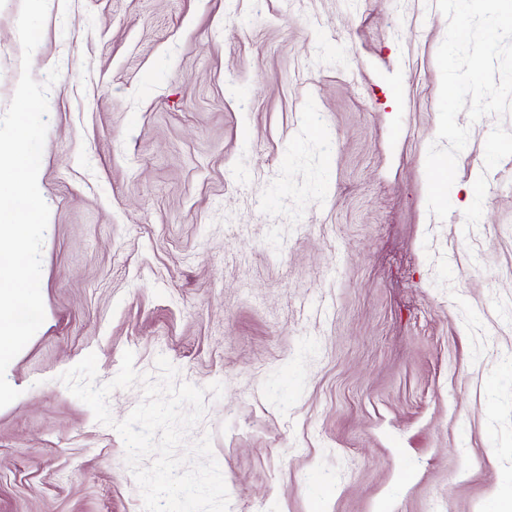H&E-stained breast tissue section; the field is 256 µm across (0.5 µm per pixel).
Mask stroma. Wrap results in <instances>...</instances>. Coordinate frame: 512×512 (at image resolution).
<instances>
[{"mask_svg": "<svg viewBox=\"0 0 512 512\" xmlns=\"http://www.w3.org/2000/svg\"><path fill=\"white\" fill-rule=\"evenodd\" d=\"M22 0H0V115ZM435 0H51L45 320L11 361L0 512H143L60 376L124 351L205 388L229 512H492L512 482V157L470 121L427 208ZM489 194L466 228V188Z\"/></svg>", "mask_w": 512, "mask_h": 512, "instance_id": "35a3bbf8", "label": "stroma"}]
</instances>
